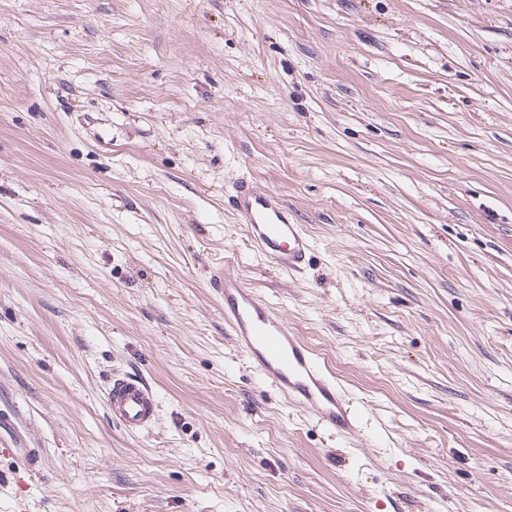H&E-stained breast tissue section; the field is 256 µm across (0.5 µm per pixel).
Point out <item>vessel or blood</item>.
<instances>
[{
  "label": "vessel or blood",
  "instance_id": "1",
  "mask_svg": "<svg viewBox=\"0 0 512 512\" xmlns=\"http://www.w3.org/2000/svg\"><path fill=\"white\" fill-rule=\"evenodd\" d=\"M233 205L249 242L263 257L302 270L313 249L311 240L276 194L256 190L243 180L234 189ZM209 286L223 301L224 325L250 367L284 398L311 411L330 434L350 437L359 432L361 415L352 400L263 295L220 268L211 271ZM105 397L113 421L127 432L143 431L157 418L156 393L140 377L113 374Z\"/></svg>",
  "mask_w": 512,
  "mask_h": 512
}]
</instances>
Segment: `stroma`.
<instances>
[{
	"label": "stroma",
	"mask_w": 512,
	"mask_h": 512,
	"mask_svg": "<svg viewBox=\"0 0 512 512\" xmlns=\"http://www.w3.org/2000/svg\"><path fill=\"white\" fill-rule=\"evenodd\" d=\"M243 179L306 269L250 247ZM217 264L357 435L249 366ZM0 512H512V0H0ZM233 205L245 224L249 242L267 260L289 270L303 269L313 249L302 224H296L288 208L271 192L256 190L248 180L237 183ZM209 288L224 302V326L253 369L332 435L359 432V410L297 331L255 288L214 268ZM105 397L112 420L127 432H141L157 418L159 404L156 393L140 377L114 373L108 381Z\"/></svg>",
	"instance_id": "35a3bbf8"
}]
</instances>
